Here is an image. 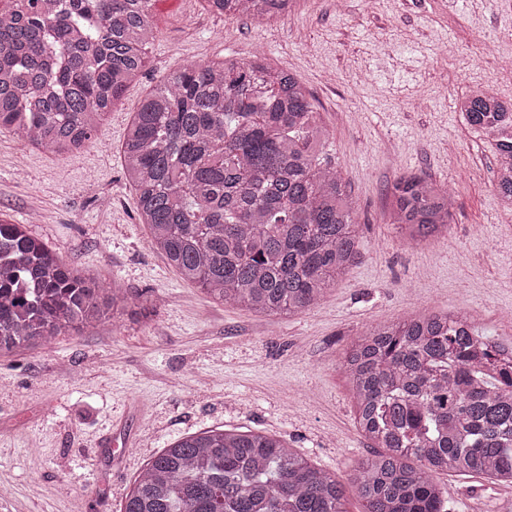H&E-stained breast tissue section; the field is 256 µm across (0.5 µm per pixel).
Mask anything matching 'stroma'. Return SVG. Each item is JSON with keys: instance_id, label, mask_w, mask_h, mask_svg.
<instances>
[{"instance_id": "obj_1", "label": "stroma", "mask_w": 512, "mask_h": 512, "mask_svg": "<svg viewBox=\"0 0 512 512\" xmlns=\"http://www.w3.org/2000/svg\"><path fill=\"white\" fill-rule=\"evenodd\" d=\"M146 63L80 151L56 155L0 130V216L69 267L119 284L148 316L0 355V512H120L134 479L179 437L244 428L286 439L349 478L373 454L359 433L344 350L368 327L464 313L512 341V209L491 143L456 104L474 87L512 102V0H300L275 21L227 19L202 0H153ZM263 56L309 91L327 152L356 204L358 256L311 310L257 314L214 301L152 248L120 146L166 73ZM416 171L448 187L444 237L403 239L389 188ZM448 512H512V485L438 474Z\"/></svg>"}]
</instances>
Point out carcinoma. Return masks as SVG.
<instances>
[{
    "label": "carcinoma",
    "instance_id": "obj_1",
    "mask_svg": "<svg viewBox=\"0 0 512 512\" xmlns=\"http://www.w3.org/2000/svg\"><path fill=\"white\" fill-rule=\"evenodd\" d=\"M152 0H10L0 8V130L62 154L93 140L156 37ZM226 18L270 19L294 0H204ZM492 140L495 188L512 207V140L460 101ZM328 131L305 86L257 55L165 75L120 153L152 246L212 298L266 314L309 310L357 257L355 202L325 162ZM392 223L412 242L448 231V190L420 175L390 188ZM122 288L63 263L23 224L0 219V354L96 327ZM512 351L464 314L427 312L354 339L340 369L355 424L377 449L354 477L362 512H446L448 469L512 484ZM335 473L275 435L208 429L172 442L134 481L122 512H347Z\"/></svg>",
    "mask_w": 512,
    "mask_h": 512
}]
</instances>
